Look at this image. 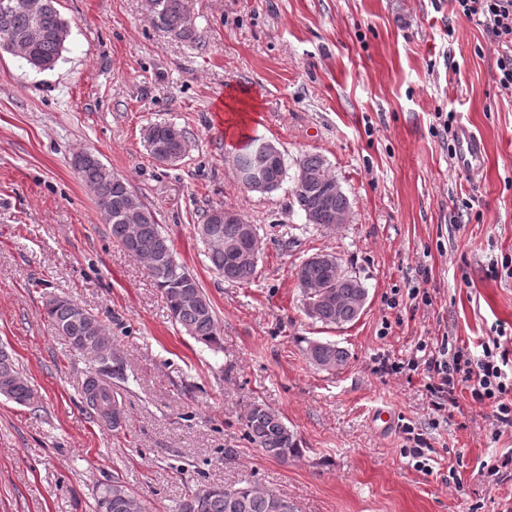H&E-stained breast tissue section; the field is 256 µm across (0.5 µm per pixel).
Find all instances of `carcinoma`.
<instances>
[{
    "label": "carcinoma",
    "mask_w": 512,
    "mask_h": 512,
    "mask_svg": "<svg viewBox=\"0 0 512 512\" xmlns=\"http://www.w3.org/2000/svg\"><path fill=\"white\" fill-rule=\"evenodd\" d=\"M10 0H0V51H5L24 60L27 65L40 59L57 62L66 49V42H59L55 32L66 25L57 7L46 8L39 13L13 12L6 8ZM185 0H155L152 23L167 37L180 41H193L195 30L186 25ZM33 28H39L45 37L34 45L25 42V35ZM259 138H250L235 155L237 172L242 174L251 163L252 151ZM103 163L79 167V178L98 189L96 196L103 222L110 226L112 239L119 243L131 256L143 261L160 288L168 304L173 322L180 325L196 341L215 349L220 345L216 329L214 309L197 278L180 264L177 274L167 276L163 259L173 254L169 238L163 233L155 215L137 225L134 234L128 233L127 224L120 219L125 208L129 184L127 181L113 182L101 172ZM297 171L315 174L332 184V177L319 155H305L297 160ZM294 203L303 215L316 216L315 224H332L336 212L350 209L348 196L340 190L330 194L324 190H302L292 185ZM244 224L218 225L223 244L212 245L204 242L205 256L210 267L232 282H248L257 272L258 254L254 247L251 260L240 262L226 250L227 244L242 241ZM297 279L302 292L306 314L325 326L342 327L355 321L362 309L353 305V299L367 295L357 277L337 269L336 262L325 264L307 263L299 266ZM338 292L343 297L341 306L325 298L321 290ZM51 330L59 326L68 329L63 339L78 355L86 357L100 367L87 376L83 384L82 399L102 418L117 421L119 411L112 389L102 381L110 374L117 380H124L123 365L112 358V337L97 335L101 320L89 311L77 317L73 303L65 298L53 297L45 306ZM306 353L311 362L319 367L336 368L348 360V353L332 342L309 341ZM0 396L24 407H38L35 390L22 377L12 355L0 347ZM249 441L261 448L267 455L286 463L300 452L297 435L288 428L282 416L272 408L254 403L244 418ZM95 512H146L143 500L119 481L106 484L99 491L95 501ZM176 512H295L288 499L263 488L246 484L237 488L200 487L188 492L176 505Z\"/></svg>",
    "instance_id": "obj_1"
}]
</instances>
